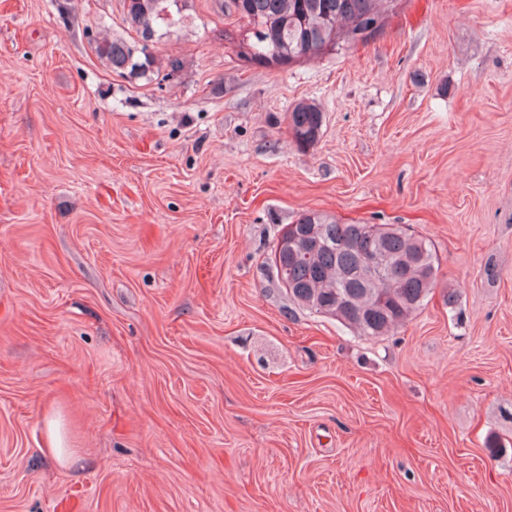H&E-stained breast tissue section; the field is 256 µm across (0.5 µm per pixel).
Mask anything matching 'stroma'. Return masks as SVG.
Listing matches in <instances>:
<instances>
[{"instance_id":"stroma-1","label":"stroma","mask_w":512,"mask_h":512,"mask_svg":"<svg viewBox=\"0 0 512 512\" xmlns=\"http://www.w3.org/2000/svg\"><path fill=\"white\" fill-rule=\"evenodd\" d=\"M103 19L136 41L123 0H0V512H512V0L279 70L186 0L163 82ZM309 210L429 240L427 304L377 339L290 307ZM98 32L94 38V48L97 56L113 72L121 76H154L157 78L162 75V80L175 78L182 70V62L178 58L163 57L155 55L151 51H145V48L138 50L135 45H131L122 40H112L106 30V26ZM139 53V54H138ZM172 72V73H171ZM171 73V74H170ZM323 125L322 111L312 103L302 102L288 112V131L300 148H309L318 141ZM45 444L54 456L71 458V453H66L68 443L61 429L60 417L55 413L47 414L45 417Z\"/></svg>"}]
</instances>
